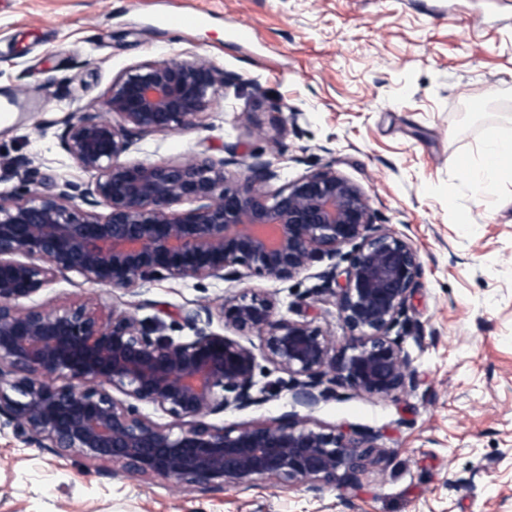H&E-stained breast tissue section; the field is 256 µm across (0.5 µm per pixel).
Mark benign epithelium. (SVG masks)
I'll return each mask as SVG.
<instances>
[{
	"label": "benign epithelium",
	"mask_w": 512,
	"mask_h": 512,
	"mask_svg": "<svg viewBox=\"0 0 512 512\" xmlns=\"http://www.w3.org/2000/svg\"><path fill=\"white\" fill-rule=\"evenodd\" d=\"M231 82L198 56L131 66L103 102L120 123L66 119L64 147L95 174L93 183L76 196L67 182L53 195H0V419L16 438L56 456L125 473L209 488L257 477L353 485L382 458L374 432L327 431L295 414L233 429L198 417L259 402L254 353L237 340L252 334L290 376L300 406H315L336 384L381 397L415 386L402 343L422 275L419 253L373 223L364 193L331 168L269 190L279 173L259 155L239 178L227 174L229 161L205 154L186 162L126 158L133 136L190 128ZM179 203L192 207L172 210ZM345 246L352 250L342 253ZM326 258L347 262L334 293L346 333L339 354L318 327L277 317L273 300L251 289L219 307L233 338L210 329L207 306L183 312L194 329L187 341L116 310L105 319L88 301L52 311L20 306L59 273L134 290L164 276L236 280L244 270L286 281ZM141 404L172 423L144 416Z\"/></svg>",
	"instance_id": "7a95c632"
}]
</instances>
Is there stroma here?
<instances>
[{"mask_svg":"<svg viewBox=\"0 0 512 512\" xmlns=\"http://www.w3.org/2000/svg\"><path fill=\"white\" fill-rule=\"evenodd\" d=\"M176 2L0 0V104L21 102L0 126V164L30 161L26 177L0 179V193L85 189L95 176L62 141L70 113L105 118L113 80L133 65L207 57L237 83L211 98L194 128L139 138L130 158L205 154L241 177L258 154L284 182L330 168L357 185L374 223L419 251L403 341L417 382L394 398L340 386L302 407L260 336H246L260 401L206 423L295 414L326 429L377 432L389 461L352 486L258 478L205 489L60 458L5 428L0 512H512V178L478 204L466 168L487 139L512 138V0H191L209 20L185 34L155 22ZM240 25L254 29L251 43L232 38ZM473 100L482 111H471ZM330 265L285 282L164 277L132 291L69 272L32 302L51 310L89 298L107 314L162 321L166 335L186 341L183 310L215 311L252 288L274 300L278 317L310 321L340 348L345 331L321 278Z\"/></svg>","mask_w":512,"mask_h":512,"instance_id":"stroma-1","label":"stroma"}]
</instances>
